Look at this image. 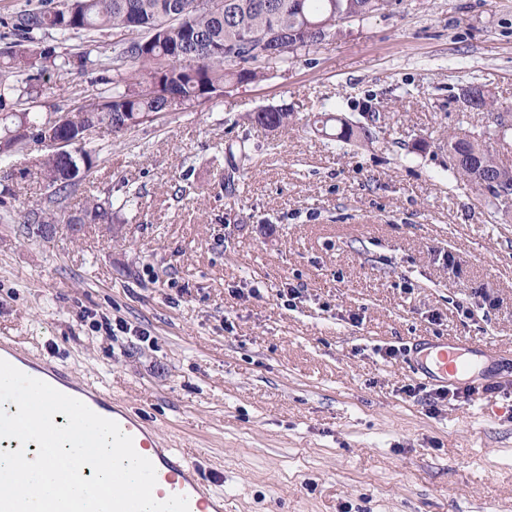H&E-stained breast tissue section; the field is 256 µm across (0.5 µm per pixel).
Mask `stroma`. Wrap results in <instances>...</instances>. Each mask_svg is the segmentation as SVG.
<instances>
[{"mask_svg":"<svg viewBox=\"0 0 512 512\" xmlns=\"http://www.w3.org/2000/svg\"><path fill=\"white\" fill-rule=\"evenodd\" d=\"M61 42L98 65L49 70L44 117L112 87L111 35ZM473 83L512 120V0H401L260 81L93 132L66 212L108 198L112 221L46 238L22 222L53 193L45 149L17 146L0 158V338L144 413L224 512H512V209L448 169L449 133L491 124L459 99ZM369 103L367 137L313 124L364 122ZM268 105L290 125L249 121ZM424 337L501 350L498 392L429 405L404 353ZM332 121H336V122L340 123L339 128L336 127V133L328 132V130L331 131L333 129V127L331 125H329V123ZM315 123L321 124L320 125L321 132L325 136L333 137V139L336 138V140H339V141L348 142V141H351L353 138L366 136V133H365L366 131L364 130V128L359 127L360 130H358V127L356 125L349 124L345 121H342V119L332 116L329 113H324L323 117L321 116L320 119L318 118L317 120L314 121V124ZM362 130H364V132Z\"/></svg>","mask_w":512,"mask_h":512,"instance_id":"obj_1","label":"stroma"}]
</instances>
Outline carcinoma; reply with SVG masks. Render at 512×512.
<instances>
[{
  "label": "carcinoma",
  "instance_id": "carcinoma-1",
  "mask_svg": "<svg viewBox=\"0 0 512 512\" xmlns=\"http://www.w3.org/2000/svg\"><path fill=\"white\" fill-rule=\"evenodd\" d=\"M50 0L26 10L3 24H11L17 49L0 61V125L10 135L0 153H7L27 139L42 142L44 135L76 140L90 127H103L114 135L137 126L135 119L166 111V100L146 89L151 82L167 85L183 103L211 99L224 87L247 77L259 81L265 72L251 64L259 60L282 65L298 51L314 49L328 37L342 32L344 21L352 16L364 21L389 9L392 0H222L226 12L200 10L196 0H62L48 7ZM136 21L144 36L137 41L123 39L130 21ZM53 30L70 33H109L113 42L112 70L117 79L112 92L96 101L75 99L62 126H43L38 112L23 107L40 87L48 66H76L82 70L96 64L91 52H61L40 35ZM472 111L495 110L489 91L482 88L475 98L464 100ZM262 128L274 132L288 125V112L265 106L253 116ZM340 122L330 133V122ZM321 132L348 142L365 135L357 126L326 113L318 119ZM503 139L486 131L468 141L456 132L448 135V170L456 182L475 189L498 207H509L498 192L481 181L485 174L512 185V168L497 161L491 143ZM39 174L55 188L54 209H37L27 217L29 224H54L65 215L63 202L72 188L92 173L94 155L83 147L70 153L50 152L38 163ZM108 224L112 202L89 199L85 217L67 219L82 224L84 218Z\"/></svg>",
  "mask_w": 512,
  "mask_h": 512
}]
</instances>
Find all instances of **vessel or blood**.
I'll return each instance as SVG.
<instances>
[{
    "label": "vessel or blood",
    "instance_id": "obj_1",
    "mask_svg": "<svg viewBox=\"0 0 512 512\" xmlns=\"http://www.w3.org/2000/svg\"><path fill=\"white\" fill-rule=\"evenodd\" d=\"M0 359L40 379L60 392L83 401L96 414L117 422L131 436L136 452L148 458L156 470L153 495L164 501L174 495L187 498L189 512H222L220 498L210 496L208 478L177 448H170L158 437L144 414L115 402L110 395L92 386L75 383L68 369L20 349L13 341L0 339ZM484 361L477 351L453 339L431 341L420 351L418 371L427 376L464 380Z\"/></svg>",
    "mask_w": 512,
    "mask_h": 512
}]
</instances>
